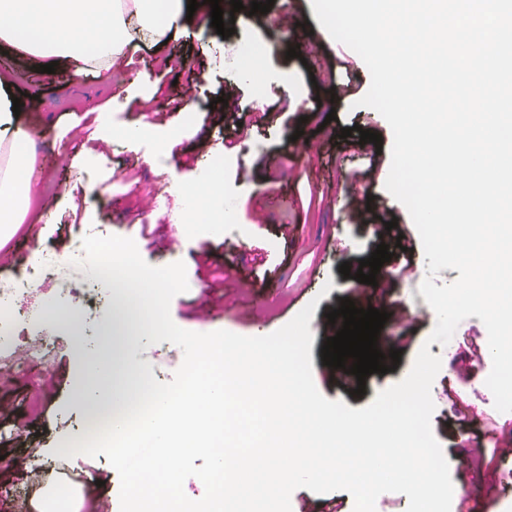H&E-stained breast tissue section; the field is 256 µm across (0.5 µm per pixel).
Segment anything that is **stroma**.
<instances>
[{"mask_svg": "<svg viewBox=\"0 0 512 512\" xmlns=\"http://www.w3.org/2000/svg\"><path fill=\"white\" fill-rule=\"evenodd\" d=\"M308 23V29L282 35L271 14L243 15L230 37L209 25L184 20L169 29L163 41H145L138 53L112 70L98 68L74 76L60 64L54 73L37 72L36 62L21 49L0 52V69L17 73L16 91L26 100L23 126L34 130L29 151L41 193L38 205L50 210L44 224H22L0 247V276L12 278L33 266L43 250L66 252L71 239L92 224L108 234L135 241L150 265L164 266L163 242L168 234L185 245L177 258L186 267L188 291L170 303L173 322L188 331L227 330L244 336H264L288 322L305 306H313V380L330 400L352 409L370 404L377 393L404 378L436 321L419 315L412 322L415 339L402 351L400 362L385 358L389 371L366 379L364 394H356V380L344 371L324 379L318 366L328 332L324 318L358 283L344 278L341 264L358 270L362 259L378 243L391 246L386 270L406 264L425 269L418 232L402 239L378 240L374 224H409L406 208L385 189L391 165L392 131L376 110L357 106L347 83L369 88L370 74L357 53L333 40L324 41L321 59L300 61L288 57L290 48L310 41L320 23L310 0H290ZM249 43L264 53L266 79L257 85L240 80L232 69L213 65L222 48ZM196 79H188L189 71ZM147 81H139V73ZM274 113L272 122L248 126L246 111ZM144 120L159 126L168 137L165 158H158L155 140L128 142L127 125ZM351 128L353 146L340 143L341 129ZM381 136V145L360 142L361 130ZM108 138L110 152L101 154L100 138ZM320 148V160L309 165L305 149ZM378 165H371L372 156ZM224 163L219 193L228 208L223 232L211 235L183 223L178 205L166 212H148L141 202L157 189L175 194L199 185L201 169ZM296 168L294 180L282 170ZM371 195V210L359 214L356 203ZM37 295L53 300L58 318L52 326H23L20 343L29 346L37 336L53 334L55 341L42 364L27 378L8 370L10 354L0 355V456L10 459L0 467V512H20L22 504L40 502L45 487L55 484L52 459L63 456L66 440L88 437L87 392L96 359L105 351L97 326L111 318L105 304L87 305L83 299L56 293L52 282L38 281ZM209 291L216 306L200 318L196 300ZM183 362L182 350L169 342L150 344L143 331L130 336L125 366L116 370V383L138 377L142 364L152 366L157 381H170ZM490 356H483L473 376L456 378L450 360H443L432 385L435 411L433 432L449 462L454 486H467L480 512H500L502 496L511 486L491 487L483 482L490 470L507 475L512 453L503 452L497 436L512 428V412L495 409L486 378ZM39 394L42 407L31 412L27 400ZM464 409L466 422L456 411ZM29 422L33 443L8 447L16 420ZM64 457V456H63ZM67 459V458H66ZM80 476L93 479L88 500H101L108 512H120V479L105 455L83 454L67 459ZM345 491L317 494L306 488L291 495L292 512H353Z\"/></svg>", "mask_w": 512, "mask_h": 512, "instance_id": "obj_1", "label": "stroma"}]
</instances>
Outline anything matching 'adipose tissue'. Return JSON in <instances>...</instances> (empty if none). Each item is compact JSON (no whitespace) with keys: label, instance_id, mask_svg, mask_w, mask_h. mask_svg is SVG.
<instances>
[{"label":"adipose tissue","instance_id":"ef3b65f1","mask_svg":"<svg viewBox=\"0 0 512 512\" xmlns=\"http://www.w3.org/2000/svg\"><path fill=\"white\" fill-rule=\"evenodd\" d=\"M189 0H0V40L12 41L15 34L29 32L26 54L48 61L75 60L120 63L122 55L110 30L121 28L125 15H134L141 33L129 38L137 49L142 38L163 37L187 13ZM15 84L11 71H0V127L11 129L9 163L0 173V233L16 231L24 221L41 223L42 210L32 209L37 195L34 165L27 153V132L13 111L10 92Z\"/></svg>","mask_w":512,"mask_h":512}]
</instances>
